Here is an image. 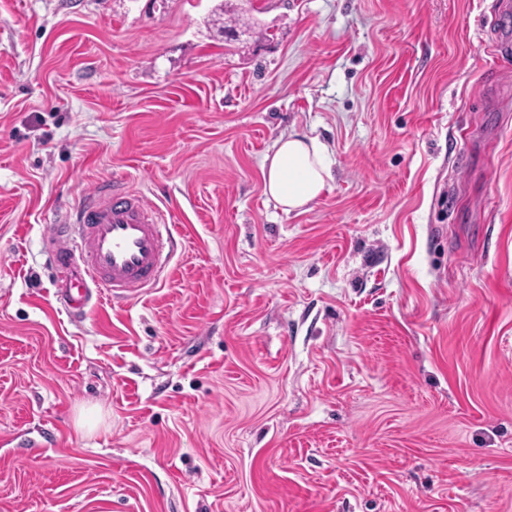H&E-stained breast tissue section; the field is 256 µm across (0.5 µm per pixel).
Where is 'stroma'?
I'll list each match as a JSON object with an SVG mask.
<instances>
[{
    "mask_svg": "<svg viewBox=\"0 0 512 512\" xmlns=\"http://www.w3.org/2000/svg\"><path fill=\"white\" fill-rule=\"evenodd\" d=\"M112 180L181 248L74 321ZM0 512H512V0H0ZM264 192L286 213L305 211L332 180L327 147L293 132L280 137L263 164Z\"/></svg>",
    "mask_w": 512,
    "mask_h": 512,
    "instance_id": "35a3bbf8",
    "label": "stroma"
}]
</instances>
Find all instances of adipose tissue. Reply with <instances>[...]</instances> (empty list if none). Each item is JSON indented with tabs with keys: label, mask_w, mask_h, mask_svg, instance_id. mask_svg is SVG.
Segmentation results:
<instances>
[{
	"label": "adipose tissue",
	"mask_w": 512,
	"mask_h": 512,
	"mask_svg": "<svg viewBox=\"0 0 512 512\" xmlns=\"http://www.w3.org/2000/svg\"><path fill=\"white\" fill-rule=\"evenodd\" d=\"M264 192L284 212L304 210L332 179L327 147L317 138L290 133L280 137L263 164Z\"/></svg>",
	"instance_id": "obj_1"
}]
</instances>
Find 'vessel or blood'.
I'll return each mask as SVG.
<instances>
[{"label": "vessel or blood", "mask_w": 512, "mask_h": 512, "mask_svg": "<svg viewBox=\"0 0 512 512\" xmlns=\"http://www.w3.org/2000/svg\"><path fill=\"white\" fill-rule=\"evenodd\" d=\"M46 240L52 266L61 273L56 293L72 315H83L92 295L129 300L168 273L177 243L159 209L105 182L50 225Z\"/></svg>", "instance_id": "b4317fda"}]
</instances>
